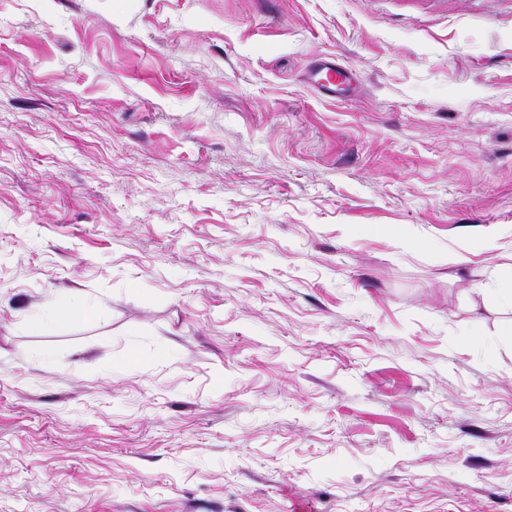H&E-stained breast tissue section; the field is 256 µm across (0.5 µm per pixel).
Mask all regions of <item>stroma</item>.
Returning a JSON list of instances; mask_svg holds the SVG:
<instances>
[{"label":"stroma","instance_id":"1","mask_svg":"<svg viewBox=\"0 0 512 512\" xmlns=\"http://www.w3.org/2000/svg\"><path fill=\"white\" fill-rule=\"evenodd\" d=\"M511 282L512 0H0V512H512ZM307 76L311 84L327 98L348 93L355 84L354 73L337 64L334 57H317L309 64ZM73 312V308L43 304L33 308L32 317L41 331L50 333L68 320Z\"/></svg>","mask_w":512,"mask_h":512}]
</instances>
